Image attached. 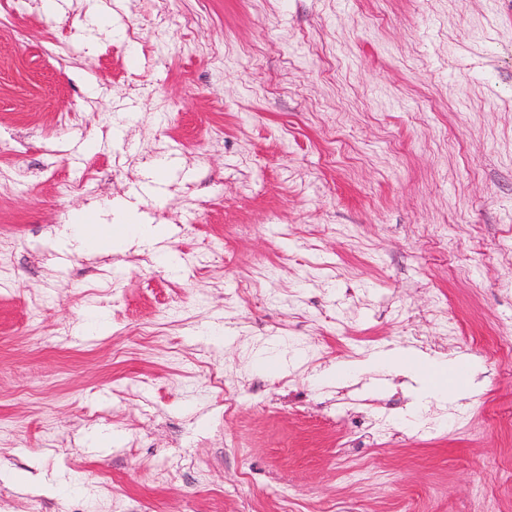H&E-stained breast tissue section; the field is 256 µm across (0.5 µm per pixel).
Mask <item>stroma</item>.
Returning <instances> with one entry per match:
<instances>
[{"mask_svg": "<svg viewBox=\"0 0 512 512\" xmlns=\"http://www.w3.org/2000/svg\"><path fill=\"white\" fill-rule=\"evenodd\" d=\"M58 3L0 0V512H512V0ZM123 200L168 261L66 241ZM414 358L424 363L425 366L427 364L429 368L422 370L419 364L414 363ZM365 365H371L377 368L399 369L404 374H424L428 379L420 377L419 381L423 385L425 392L429 393L435 391L450 401L465 398L475 386L474 381L479 372V369L476 367L469 369L467 372L468 385L462 388L456 386L451 379V376L455 373V364L445 360L425 361L414 353H404L396 356L386 352L376 354L366 361Z\"/></svg>", "mask_w": 512, "mask_h": 512, "instance_id": "stroma-1", "label": "stroma"}]
</instances>
